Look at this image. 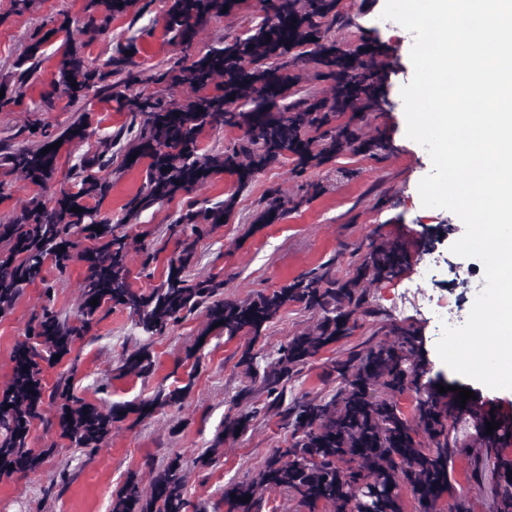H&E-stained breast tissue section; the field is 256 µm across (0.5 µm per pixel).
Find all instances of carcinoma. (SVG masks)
I'll use <instances>...</instances> for the list:
<instances>
[{
  "instance_id": "carcinoma-1",
  "label": "carcinoma",
  "mask_w": 512,
  "mask_h": 512,
  "mask_svg": "<svg viewBox=\"0 0 512 512\" xmlns=\"http://www.w3.org/2000/svg\"><path fill=\"white\" fill-rule=\"evenodd\" d=\"M242 0H164L163 34L179 52L166 69L147 76L135 60L134 39L118 46L103 65L96 66L83 49L108 30L112 21L128 15L132 0H86L80 37L65 17L32 41L15 62L13 83L0 87V109L16 102L29 81L38 77L41 48L65 34V51L53 79L54 92L44 97L38 112H53L59 101L74 105L93 92L114 101L131 117L91 157L71 167L74 187L57 186L58 150H41L57 141L82 142L88 118L74 122L57 136L0 150V174H21L38 192L6 224H0V314L9 310L24 290L45 281L51 265L59 273L70 263L84 269L82 303L72 319L51 306L29 324L15 342L12 375L0 386V476L34 471L42 453L29 447L34 423L69 442V447L95 450L107 443L112 426L134 417L138 423L166 410L179 409L193 386V375L181 386L159 383L143 400L108 410L73 397L68 379L47 388L44 366L70 355L77 342L109 311L129 312L143 341L125 352L119 370L149 376L154 371V339L186 318H205L199 338L247 336L237 366L250 384L231 399L235 412L224 417V428L210 449L217 451L236 433L246 432L252 412L241 409L254 394L265 395V414L276 417L291 432V442L269 455L255 475L224 488L232 512H261L264 495L284 493L305 512L323 505L330 512H404L401 489H410L419 512H432L444 491L452 487L455 456L470 459L468 487L460 491L448 512H471L470 495L481 490L488 465L496 474L495 512H512V457L497 456L509 425L486 434L490 415L479 405L460 407L458 394L439 393L423 381L425 369L416 354L414 331L385 322L367 339L336 357L324 371L335 383L327 392L294 394L288 382L325 350L335 347L358 328L361 318L378 320L368 288L400 272L403 249L394 242L372 238L353 249L338 250L327 261L284 285L242 300L224 297V282L190 274L201 238L231 217L237 196L267 168L292 158L300 177L310 169L333 164L352 153L374 157L386 150L379 129L370 120L384 109L386 79L384 46L361 37L354 45L336 33L360 27L368 0L353 14L345 0H261V21L242 34H228L203 54L191 52L199 30L210 20L236 15ZM324 84L311 92L307 78ZM166 83L168 96L148 93L143 86ZM236 129L239 135L218 150L200 147L206 131ZM131 137L123 166H145L142 187L123 206L125 223L164 202L192 192L214 176H235L236 188L224 199L200 203L180 213L169 225L178 236L164 279L143 291L131 282L132 254L142 267L154 263L160 250L111 224L90 206L112 189V148ZM323 180L304 182L296 194L270 190L255 223L277 224L288 214L320 197ZM80 211L74 212L72 208ZM101 232H96L95 228ZM88 240L91 245L84 246ZM98 305H91L92 299ZM290 306L313 315V325L295 333L270 353L253 351L251 342ZM415 393L411 413L397 396ZM57 406L44 414L45 403ZM465 420L469 436L457 434L454 423ZM185 473L181 457H170L153 470L148 492L129 477L112 498V512H186ZM248 501L241 502V499Z\"/></svg>"
}]
</instances>
